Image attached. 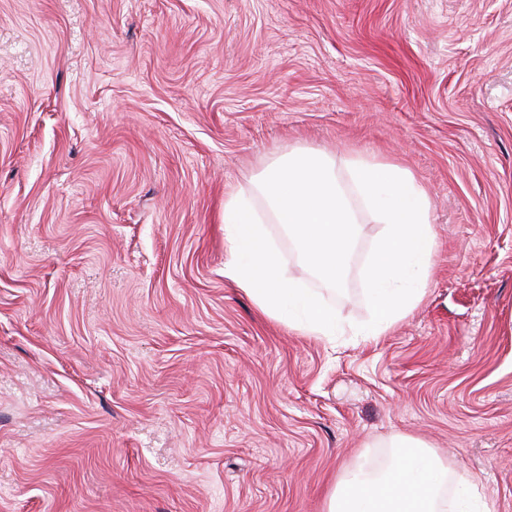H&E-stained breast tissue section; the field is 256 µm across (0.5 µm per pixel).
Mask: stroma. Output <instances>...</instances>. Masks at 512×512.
<instances>
[{
  "mask_svg": "<svg viewBox=\"0 0 512 512\" xmlns=\"http://www.w3.org/2000/svg\"><path fill=\"white\" fill-rule=\"evenodd\" d=\"M425 190V296L310 336L226 277L224 198L278 156ZM340 321L372 318L361 197ZM428 442L512 512V0H0V512H325Z\"/></svg>",
  "mask_w": 512,
  "mask_h": 512,
  "instance_id": "obj_1",
  "label": "stroma"
}]
</instances>
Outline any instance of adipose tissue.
Segmentation results:
<instances>
[{
	"label": "adipose tissue",
	"instance_id": "obj_1",
	"mask_svg": "<svg viewBox=\"0 0 512 512\" xmlns=\"http://www.w3.org/2000/svg\"><path fill=\"white\" fill-rule=\"evenodd\" d=\"M349 182L375 210L383 232L366 271L373 305L361 336H376L412 314L423 298L434 251L428 198L406 168L357 159ZM393 455L382 469L358 464L343 474L329 497V512H447L448 468L421 439H391Z\"/></svg>",
	"mask_w": 512,
	"mask_h": 512
}]
</instances>
